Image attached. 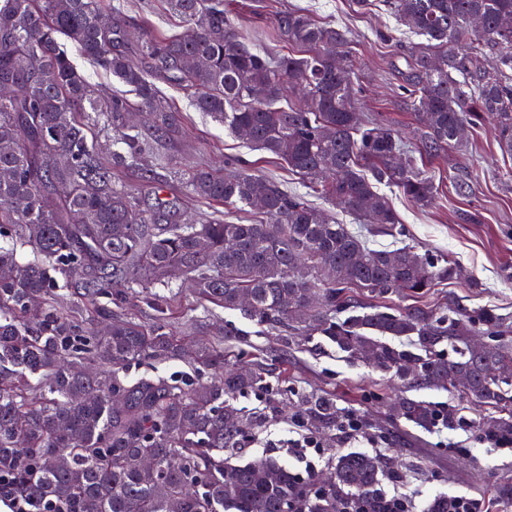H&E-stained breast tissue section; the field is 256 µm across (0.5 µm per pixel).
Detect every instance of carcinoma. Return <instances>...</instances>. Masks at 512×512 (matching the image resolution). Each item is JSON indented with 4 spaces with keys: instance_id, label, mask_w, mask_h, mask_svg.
Here are the masks:
<instances>
[{
    "instance_id": "cac0c4a2",
    "label": "carcinoma",
    "mask_w": 512,
    "mask_h": 512,
    "mask_svg": "<svg viewBox=\"0 0 512 512\" xmlns=\"http://www.w3.org/2000/svg\"><path fill=\"white\" fill-rule=\"evenodd\" d=\"M168 2L185 31L148 34L133 53L121 9L105 0H0V83L11 87L0 97V476L29 512H386L376 456L340 452L328 480L267 457L233 461L228 449L249 424L231 399L262 376L226 370L221 344L194 351L190 386L123 376L132 361L184 356L168 312L188 281L206 304L239 310L271 330L322 336L349 362L392 372L410 388L453 391L499 413L494 434H512V336L502 322L484 317L490 342L474 353L469 315L373 303L420 298L458 276L454 263H434L407 245L373 249L362 232L247 170L197 168L180 179L204 201L251 208L261 200L252 224L186 222L162 196L167 180L152 169L144 174L151 195L112 183V169L140 157L149 140L181 135L163 83L285 161L304 186L372 232L398 223L376 185L421 207L437 195L398 133L364 124L355 112L347 31L284 12L277 36L302 55L273 58L232 27L224 0ZM386 2L401 24L427 38L408 55L419 155L461 148L458 128L480 127L487 115L512 153V25L502 24L512 0ZM61 36L134 98L101 96ZM293 92L302 95L299 104L281 105ZM143 109L152 112L146 132L130 122ZM98 127L125 150L102 157ZM19 244L35 259L19 263ZM57 273L80 276L76 287L90 310L102 298L112 304L103 329L59 303ZM134 287L157 307L149 324L124 313ZM388 337H405L414 350ZM444 342L457 346L458 358L442 355ZM305 410L318 433L344 421L326 394L308 397ZM391 415L422 430L461 423L453 409L408 397Z\"/></svg>"
}]
</instances>
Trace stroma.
Wrapping results in <instances>:
<instances>
[{
  "label": "stroma",
  "mask_w": 512,
  "mask_h": 512,
  "mask_svg": "<svg viewBox=\"0 0 512 512\" xmlns=\"http://www.w3.org/2000/svg\"><path fill=\"white\" fill-rule=\"evenodd\" d=\"M134 26L155 35L182 33L183 21L167 9L165 0H120ZM298 10L315 20L349 30L352 79L362 118L390 125L410 135L416 117L406 102L407 54L420 36L401 26L385 0H224L229 22L242 30L257 50L272 56L291 49L275 33L277 14ZM180 111L183 134L174 142L151 143L149 164L161 175L196 167L244 168L278 182L283 189L304 193L311 205L337 222L357 229L360 223L328 198L305 191L287 164L247 144L225 130L216 118L198 112L186 93L168 90ZM435 177L438 195L429 207L413 204L397 188L379 186L400 222L393 232L372 236L375 249L409 245L419 254L459 265L464 279L447 280L431 288L429 301L448 303L478 317L492 314L512 328V156L497 142L490 126L476 128L465 151H449L423 161ZM468 186L458 194L457 184ZM172 324L189 340L214 341L216 328L231 330L224 344L229 365L255 363L263 372L260 386L236 394L234 406L251 420L236 457L267 456L293 472L305 473L304 463L281 448L282 440L310 430L300 404L311 394L331 395L341 414H356L364 436L346 440L341 431L321 437L312 459L325 472L333 452L358 451L397 464L400 478L383 477L382 494L406 498L410 512H426L439 496H468L484 501L489 512H512L498 487L512 484V451L481 442L494 412L473 403H460L456 394L433 388L413 390L412 398L460 410L465 425L421 430L395 420L390 404L403 391L393 374L347 361L320 336L281 339L237 310L208 307L191 288H181ZM480 430H473L472 422Z\"/></svg>",
  "instance_id": "35a3bbf8"
}]
</instances>
